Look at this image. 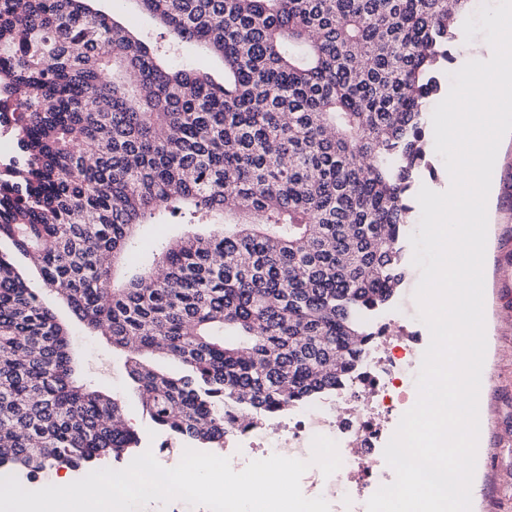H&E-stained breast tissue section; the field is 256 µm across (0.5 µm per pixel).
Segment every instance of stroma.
I'll return each mask as SVG.
<instances>
[{"instance_id": "obj_1", "label": "stroma", "mask_w": 512, "mask_h": 512, "mask_svg": "<svg viewBox=\"0 0 512 512\" xmlns=\"http://www.w3.org/2000/svg\"><path fill=\"white\" fill-rule=\"evenodd\" d=\"M512 0H470L457 25L474 37L497 41L498 8ZM94 9L153 42L170 41L171 35L139 0H93ZM494 199L488 213V244L484 263V317L488 351L481 375L480 443L476 454V498L471 512H512V324L499 323L502 310H512V134L503 140L492 174ZM420 272L407 265L406 275L392 302L396 325L389 334L392 345L407 335L418 337L406 367L417 375L430 342L427 327L418 320L414 298ZM73 354L79 376L118 399L142 437L141 448L151 451L160 465L183 455L180 439L156 428L131 396L124 368L125 356L112 352L102 339L83 327L73 329Z\"/></svg>"}]
</instances>
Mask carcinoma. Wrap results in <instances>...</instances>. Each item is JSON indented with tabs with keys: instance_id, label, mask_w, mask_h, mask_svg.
I'll return each instance as SVG.
<instances>
[{
	"instance_id": "obj_1",
	"label": "carcinoma",
	"mask_w": 512,
	"mask_h": 512,
	"mask_svg": "<svg viewBox=\"0 0 512 512\" xmlns=\"http://www.w3.org/2000/svg\"><path fill=\"white\" fill-rule=\"evenodd\" d=\"M140 2L223 81L159 65L177 48L88 0H0V108L25 113L0 178V474L129 463L141 444L74 377L44 292L127 353L157 428L222 449L342 386L404 280L425 112L461 37L448 0ZM168 216L184 232L134 258ZM176 56L178 60L187 62L194 61L202 64L217 80L223 78L224 66L222 60L206 52L201 47L191 44H181Z\"/></svg>"
}]
</instances>
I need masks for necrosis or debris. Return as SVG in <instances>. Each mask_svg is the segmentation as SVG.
Here are the masks:
<instances>
[{
    "instance_id": "obj_1",
    "label": "necrosis or debris",
    "mask_w": 512,
    "mask_h": 512,
    "mask_svg": "<svg viewBox=\"0 0 512 512\" xmlns=\"http://www.w3.org/2000/svg\"><path fill=\"white\" fill-rule=\"evenodd\" d=\"M403 373L387 336L377 333L360 371L347 383V394L360 398L365 404L363 411L356 413L353 419H335L322 405L309 404L284 421L277 434H268L256 425L234 433L233 438L257 450L262 457L278 454L307 460L312 455L313 437L324 435L337 442L342 460L340 469L333 475L337 492L350 495L353 478L362 471L373 474L375 486L390 484V477L374 459V450L382 438L380 421L399 396Z\"/></svg>"
}]
</instances>
